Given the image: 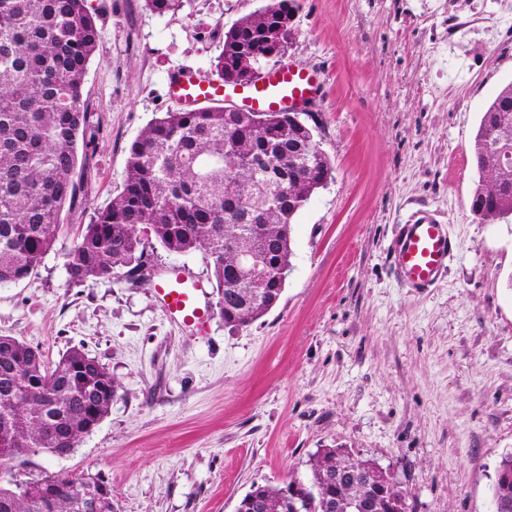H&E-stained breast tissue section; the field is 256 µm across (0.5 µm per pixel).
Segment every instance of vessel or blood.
I'll use <instances>...</instances> for the list:
<instances>
[{
	"instance_id": "b4317fda",
	"label": "vessel or blood",
	"mask_w": 512,
	"mask_h": 512,
	"mask_svg": "<svg viewBox=\"0 0 512 512\" xmlns=\"http://www.w3.org/2000/svg\"><path fill=\"white\" fill-rule=\"evenodd\" d=\"M321 85L322 80L316 73L287 62L262 75L250 98V106L281 111L301 108L316 102ZM170 89L173 98L187 107L224 95L220 85L209 82L190 68L172 75ZM451 253L452 244L445 225L424 215L401 226L394 264L408 286L428 288L446 269ZM155 296L171 323L188 328L196 335H207L211 308L202 283L175 268L156 286Z\"/></svg>"
}]
</instances>
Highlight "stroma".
I'll return each mask as SVG.
<instances>
[{
	"mask_svg": "<svg viewBox=\"0 0 512 512\" xmlns=\"http://www.w3.org/2000/svg\"><path fill=\"white\" fill-rule=\"evenodd\" d=\"M101 32L84 87L98 125L53 250L0 285V335L57 361L78 347L119 383L108 416L40 472L91 473L114 512H235L252 485L308 481L321 448L389 469L407 512H490L512 450V215L471 211L483 112L512 83V0H288L286 60L321 73L315 126L332 175L292 226L291 269L249 327L213 316L198 337L150 285H72L65 255L117 194L131 143L174 111L171 74L213 75L222 36L263 0H87ZM427 210L455 250L435 288L395 274L400 227ZM206 282L202 253H151Z\"/></svg>",
	"mask_w": 512,
	"mask_h": 512,
	"instance_id": "obj_1",
	"label": "stroma"
}]
</instances>
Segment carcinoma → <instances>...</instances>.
Returning a JSON list of instances; mask_svg holds the SVG:
<instances>
[{
	"label": "carcinoma",
	"mask_w": 512,
	"mask_h": 512,
	"mask_svg": "<svg viewBox=\"0 0 512 512\" xmlns=\"http://www.w3.org/2000/svg\"><path fill=\"white\" fill-rule=\"evenodd\" d=\"M164 15L184 0H145ZM286 0H269L254 11L246 41L259 57L268 45L260 29L280 14ZM234 28L224 32L216 57L218 75L234 66ZM100 29L87 0H0V284L27 279L53 249L63 211L79 205L74 181L97 132L83 99ZM512 147V98L497 96L481 117L473 161L479 180L471 210L484 223L512 214V172L496 163ZM262 155L254 172L245 160ZM330 160L313 127L293 124L286 112L224 125V109L167 112L140 132L128 150L125 177L112 202L98 211L67 253L68 282L128 278L148 262L157 243L171 253L200 252L222 294L224 324L248 327L266 310L252 307V289L237 272L243 252H253L268 270L286 268L292 255L294 220L330 178ZM288 202L274 192L284 176ZM238 183L241 205L224 206V182ZM263 207L264 223L249 210ZM118 389L112 373L79 348L49 364L40 350L0 335V464L29 463L26 456L63 457L110 412ZM370 460L348 448H322L310 460L305 483L310 512H336L330 503L349 502L361 489L336 485V471ZM282 488L254 485L250 497L277 501ZM493 512H512V450L504 453L490 487ZM6 512H42L39 501L0 480ZM508 504L504 510L500 504Z\"/></svg>",
	"instance_id": "carcinoma-1"
}]
</instances>
